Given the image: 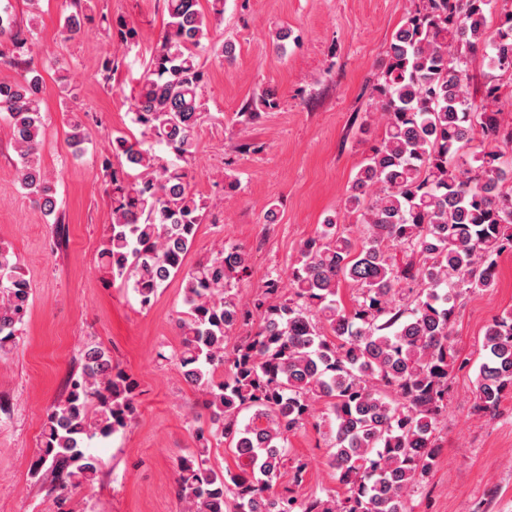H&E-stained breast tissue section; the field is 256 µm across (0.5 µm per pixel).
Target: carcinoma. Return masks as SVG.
Wrapping results in <instances>:
<instances>
[{"mask_svg": "<svg viewBox=\"0 0 512 512\" xmlns=\"http://www.w3.org/2000/svg\"><path fill=\"white\" fill-rule=\"evenodd\" d=\"M27 2L26 27L6 9L0 15V31L10 33L0 58L20 70V78L0 81V114L17 152L19 184L50 216L56 189L41 163L46 119L34 62L41 0ZM492 3L415 0L374 85L384 136L344 201L361 235L353 239L326 219L288 270L291 295L278 298L277 275L243 304L233 293L247 271L240 246L225 245L185 268L206 214L187 171L204 112L201 55L230 51L212 42L200 0H163L166 29L134 94L140 136L114 137L113 159L103 161L112 224L100 259L112 275L133 279L144 308L182 275L185 311L173 357L209 421L197 429L196 447L177 460L184 512H412L411 497L439 455L437 430L457 361L449 328L458 300L494 287L500 258L512 253V170L501 162L512 127L497 111L475 109L468 91L469 63L479 51L491 69L512 72V11L491 29ZM92 21L80 6L59 35L70 40ZM110 29L122 44L136 40L123 18ZM67 125L77 157L88 132L76 113ZM478 132L483 142L472 151ZM397 249L410 253L402 266ZM345 285L357 291L349 307L340 296ZM31 295L15 253L0 243L1 355L15 345ZM255 312L257 330L231 336ZM482 348L475 408L494 414L512 394L511 311L486 326ZM135 400V381L112 366L110 352L86 346L67 397L46 412L31 465L59 512L65 491L96 482L99 463L89 446L125 427ZM319 401L335 429L331 465L343 494L299 500L275 485L287 465L293 483L303 481L305 466L290 457L289 438L314 418ZM214 441L233 449L237 470L210 464Z\"/></svg>", "mask_w": 512, "mask_h": 512, "instance_id": "obj_1", "label": "carcinoma"}]
</instances>
